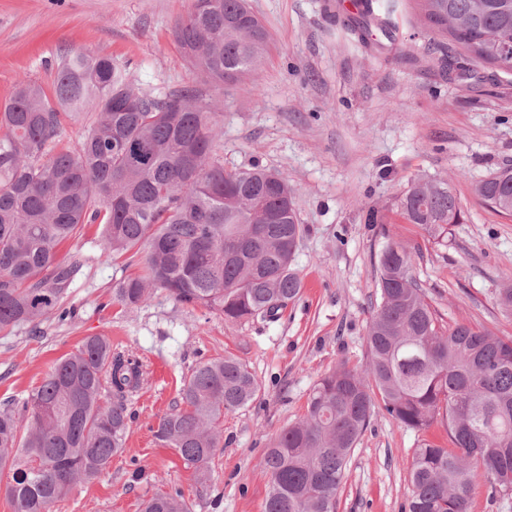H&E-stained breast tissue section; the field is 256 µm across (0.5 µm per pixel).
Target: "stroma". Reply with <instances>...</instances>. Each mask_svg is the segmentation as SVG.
Listing matches in <instances>:
<instances>
[{"label":"stroma","mask_w":512,"mask_h":512,"mask_svg":"<svg viewBox=\"0 0 512 512\" xmlns=\"http://www.w3.org/2000/svg\"><path fill=\"white\" fill-rule=\"evenodd\" d=\"M329 3L250 0L270 35L268 57L252 80L212 84L173 38L191 0H0V105L21 80L51 88L60 59L74 52L111 57L137 88L197 87L215 103L225 168L256 163L283 175L307 228L293 261L304 288L272 322H228L161 288L123 307L112 290L139 271V257H104L98 224L61 246L60 257L80 266L62 303L69 314L0 331V409L21 408L89 336H107L113 349L138 358L148 382L129 404L123 452L51 512H141L158 491L181 493L192 512H263L269 477L259 460L270 440L304 415L324 374L343 362L367 365L384 242L411 252L413 275L444 325L477 323L512 336V316L497 306L512 282V216L474 193L478 181L512 167V72L438 43L412 0L391 17L396 51L365 48ZM417 177L447 181L463 206V223L449 226L443 242L396 206ZM371 209L381 223H365ZM224 356L244 361L260 392L225 413L223 445L202 489L155 431L192 369ZM424 441L444 446L448 435L441 424L420 434L377 411L351 454L336 512H405Z\"/></svg>","instance_id":"1"}]
</instances>
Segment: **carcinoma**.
Returning a JSON list of instances; mask_svg holds the SVG:
<instances>
[{
  "label": "carcinoma",
  "mask_w": 512,
  "mask_h": 512,
  "mask_svg": "<svg viewBox=\"0 0 512 512\" xmlns=\"http://www.w3.org/2000/svg\"><path fill=\"white\" fill-rule=\"evenodd\" d=\"M421 23L477 62L498 67L512 53V0H415ZM191 68L212 83L254 77L270 37L248 0H192L174 28ZM81 140L58 148L63 122L87 104ZM211 98L198 88L134 87L106 56H64L52 93L16 84L0 107V330L36 325L59 310L78 269L58 247L87 224L103 227L114 259L142 255L143 273L113 299L135 307L163 288L178 302L232 322L273 321L297 299L293 269L305 233L292 190L258 165L227 170L215 150ZM494 210L512 214V168L475 186ZM401 215L437 240L462 220L448 183L418 178L399 198ZM410 252L377 254L380 301L366 332L369 363L341 364L320 379L304 417L284 428L260 460L268 474L264 512H336V495L376 405L424 432L439 421L449 447L425 442L410 468L409 512H468L479 485L512 497V336L481 325L445 327L412 274ZM142 364L105 336L61 358L25 400L24 431L0 412V468L13 512H50L80 483L112 464L129 428L128 401L143 388ZM248 366L215 358L192 369L155 437L177 451L205 487L224 413L259 393ZM380 402H375V396ZM143 512H190L178 493L157 492Z\"/></svg>",
  "instance_id": "carcinoma-1"
}]
</instances>
